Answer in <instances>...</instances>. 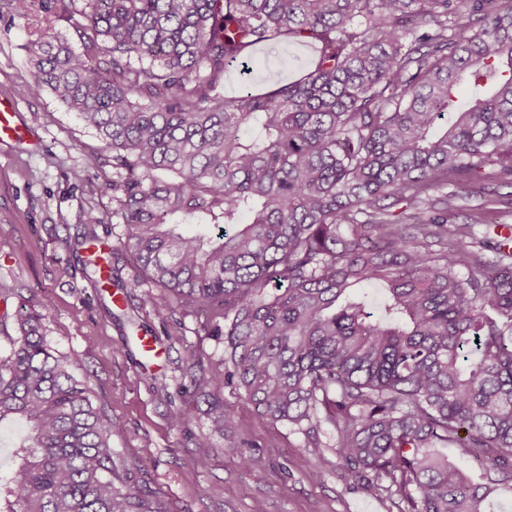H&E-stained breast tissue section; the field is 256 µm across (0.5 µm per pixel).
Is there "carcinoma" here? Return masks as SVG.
<instances>
[{"label":"carcinoma","instance_id":"carcinoma-1","mask_svg":"<svg viewBox=\"0 0 512 512\" xmlns=\"http://www.w3.org/2000/svg\"><path fill=\"white\" fill-rule=\"evenodd\" d=\"M72 23L26 44L48 90L112 150L124 248L167 294L220 312L224 374L184 363L222 426L227 385L261 425L336 435L342 477L400 512H485L512 495V247L476 237L512 186V4L499 0H11ZM79 15L81 20L74 19ZM315 47L272 93L210 95L269 42ZM468 82L473 95L457 103ZM198 228L194 235L184 224ZM468 269L463 275L461 269ZM21 300L0 357V423L29 434L0 512H154L112 475V417ZM488 467L480 482L441 449ZM206 468L213 446L195 440ZM241 466L266 475L253 454Z\"/></svg>","mask_w":512,"mask_h":512}]
</instances>
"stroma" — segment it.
<instances>
[{
    "mask_svg": "<svg viewBox=\"0 0 512 512\" xmlns=\"http://www.w3.org/2000/svg\"><path fill=\"white\" fill-rule=\"evenodd\" d=\"M30 21L0 0V95L11 97L26 129L21 141L0 142V316L14 314L20 297L48 301L45 335L50 346L88 380L96 406L118 424L112 449L118 479L146 489L158 512H398L395 496L371 495L349 485L330 430L320 439L322 457L311 456L305 437L286 424L259 425L250 405L225 387L224 408L232 429L264 458L267 474L253 481L240 467L242 449L229 448L214 432L208 405L184 357L194 350L206 375L224 371V344L212 331L223 325L215 313L184 307L169 298L157 314L143 292L123 294L133 273L123 249L126 226L112 184V152L49 92L34 93V75L24 45ZM250 72L233 63L216 91L235 97L243 90L270 92L281 79L305 74L314 56L298 44L255 50ZM97 166L86 164L88 156ZM99 223L89 226V215ZM95 229L98 242L85 241ZM109 242V250L98 247ZM156 342L159 357L143 353L141 341ZM183 414L176 423L175 414ZM209 436L214 455L208 469L192 461L197 437Z\"/></svg>",
    "mask_w": 512,
    "mask_h": 512,
    "instance_id": "obj_1",
    "label": "stroma"
}]
</instances>
